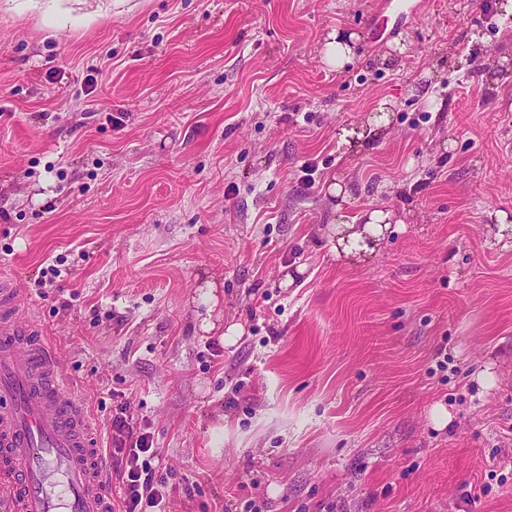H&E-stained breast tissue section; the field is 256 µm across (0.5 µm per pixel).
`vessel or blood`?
I'll list each match as a JSON object with an SVG mask.
<instances>
[{"instance_id":"b4317fda","label":"vessel or blood","mask_w":512,"mask_h":512,"mask_svg":"<svg viewBox=\"0 0 512 512\" xmlns=\"http://www.w3.org/2000/svg\"><path fill=\"white\" fill-rule=\"evenodd\" d=\"M94 425L43 328L0 280V505L9 512H113Z\"/></svg>"}]
</instances>
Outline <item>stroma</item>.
Returning <instances> with one entry per match:
<instances>
[{
	"mask_svg": "<svg viewBox=\"0 0 512 512\" xmlns=\"http://www.w3.org/2000/svg\"><path fill=\"white\" fill-rule=\"evenodd\" d=\"M38 2L0 0V278L97 446L126 405L169 512H512V27L481 0ZM375 211L374 254L338 256Z\"/></svg>",
	"mask_w": 512,
	"mask_h": 512,
	"instance_id": "35a3bbf8",
	"label": "stroma"
}]
</instances>
